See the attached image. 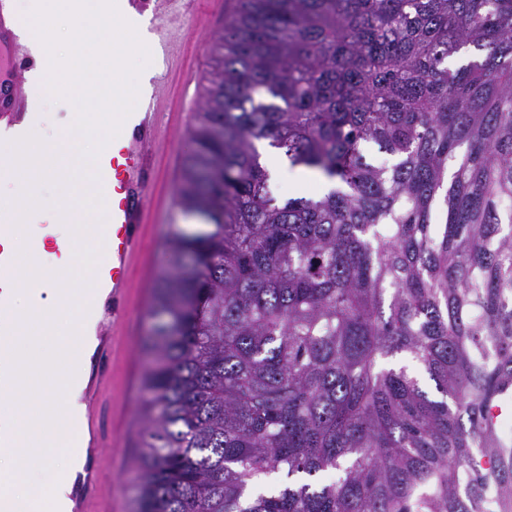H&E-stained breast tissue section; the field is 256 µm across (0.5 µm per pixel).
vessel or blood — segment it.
Instances as JSON below:
<instances>
[{
    "instance_id": "vessel-or-blood-1",
    "label": "vessel or blood",
    "mask_w": 512,
    "mask_h": 512,
    "mask_svg": "<svg viewBox=\"0 0 512 512\" xmlns=\"http://www.w3.org/2000/svg\"><path fill=\"white\" fill-rule=\"evenodd\" d=\"M10 0H0V118L14 121L20 118L16 81L12 77L20 62L19 43L13 31ZM180 0H155L158 19L154 27L157 49L163 54L165 65H172L177 47L171 36L172 23L178 16ZM163 110L159 98H152L145 111L126 113L124 122L131 127L130 138H116L111 151L100 158V166L112 173V198L99 216L105 224L108 237L103 278L111 285L112 308L109 321L123 316V301L129 285V271L134 258L137 231L151 207L145 150L157 144L161 132ZM12 227L0 224V335L7 326L1 314L10 307V298L17 286L13 272L17 259L10 245ZM79 512H112V497L103 485L92 486L78 505Z\"/></svg>"
}]
</instances>
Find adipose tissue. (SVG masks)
Listing matches in <instances>:
<instances>
[{
    "label": "adipose tissue",
    "mask_w": 512,
    "mask_h": 512,
    "mask_svg": "<svg viewBox=\"0 0 512 512\" xmlns=\"http://www.w3.org/2000/svg\"><path fill=\"white\" fill-rule=\"evenodd\" d=\"M43 3L37 30L25 40L34 60L25 74V111L17 122L0 124V202L9 203L4 213L14 226L19 260L6 315L11 331L0 336V350L9 358L0 417L11 430L10 444L0 447V512H71L74 506L71 495L87 457L82 397L108 295L98 275L106 239L87 232L89 212L76 208L72 195L46 198L32 187L50 178L72 182L75 170L82 173L76 194L93 199L110 186L112 175L99 168V152L113 137L128 135L119 115L140 99L153 75L143 67L132 81L102 83L88 58V33L73 32L67 46L58 44L62 14L93 11L109 21V69L125 71L151 50L145 17L128 0ZM63 52L72 62L69 90L86 104L108 97L111 111L71 112L59 124L48 122L41 98Z\"/></svg>",
    "instance_id": "ef3b65f1"
}]
</instances>
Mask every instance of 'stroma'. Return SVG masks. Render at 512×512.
I'll return each mask as SVG.
<instances>
[{"label":"stroma","instance_id":"stroma-1","mask_svg":"<svg viewBox=\"0 0 512 512\" xmlns=\"http://www.w3.org/2000/svg\"><path fill=\"white\" fill-rule=\"evenodd\" d=\"M224 31V7L210 0H194L190 13L173 28L178 57L170 75L157 83V94L167 118L163 124L165 146L147 150L149 190L156 199L139 229L137 251L130 269L125 299L129 318L113 326L109 335V380L93 395L96 426L112 456L105 483L112 486V512H133L138 492L134 458L138 439L137 407L143 398L141 375L148 364L140 344L152 329L149 315L152 288L168 270V254L175 228L187 227L176 202L188 130L200 112L213 69L210 48Z\"/></svg>","mask_w":512,"mask_h":512}]
</instances>
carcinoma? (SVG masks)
I'll use <instances>...</instances> for the list:
<instances>
[{
	"instance_id": "cac0c4a2",
	"label": "carcinoma",
	"mask_w": 512,
	"mask_h": 512,
	"mask_svg": "<svg viewBox=\"0 0 512 512\" xmlns=\"http://www.w3.org/2000/svg\"><path fill=\"white\" fill-rule=\"evenodd\" d=\"M213 52L137 512H512V0H236ZM262 140L331 189L273 196Z\"/></svg>"
}]
</instances>
